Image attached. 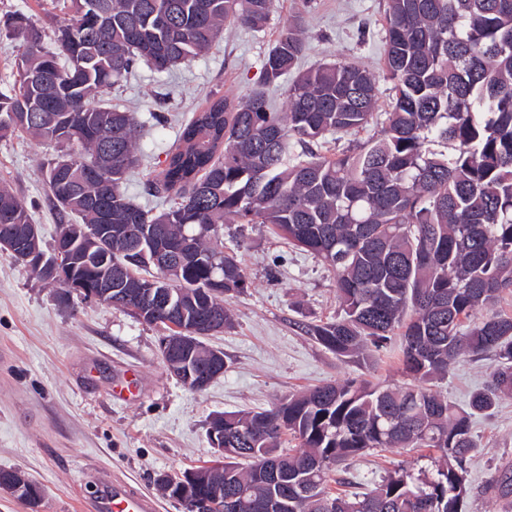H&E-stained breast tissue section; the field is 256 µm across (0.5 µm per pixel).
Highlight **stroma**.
Returning <instances> with one entry per match:
<instances>
[{"label":"stroma","instance_id":"1","mask_svg":"<svg viewBox=\"0 0 512 512\" xmlns=\"http://www.w3.org/2000/svg\"><path fill=\"white\" fill-rule=\"evenodd\" d=\"M386 0H276L263 31L230 27L190 63L158 73L147 66L116 86L109 99L132 112L140 128L143 165L127 184L128 197L147 209L165 208L145 183L163 167L182 124L212 94L246 98L259 81L264 57L284 21H298L308 44L301 68L346 60L372 71L383 63ZM20 11L53 42L63 18L51 0H0V17ZM168 117L157 125L156 115ZM55 145L23 134L0 138V184L7 186L39 224L51 245L59 216L43 165ZM224 245L237 252L247 276L243 293L227 298L232 328L205 337L222 351L223 375L206 390H191L166 369L159 340L166 330L105 305L72 298L27 272L0 251V468L25 472L41 486L37 508L0 490V512H87L96 493L87 479L105 470L151 496L158 512H183L157 489L158 475L203 465L213 457L207 429L213 415L267 408L308 388L363 376L403 383L399 348L358 360H341L304 330L339 311L334 275L313 255L290 246L266 224H228ZM487 358L461 362L435 384L456 407L487 381ZM134 379L129 400L112 395ZM480 451L469 465L465 512H512V500L489 481L512 471V397L473 419ZM430 467L418 449H387L354 457L338 471L334 492H364L398 465Z\"/></svg>","mask_w":512,"mask_h":512}]
</instances>
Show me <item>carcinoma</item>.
Returning <instances> with one entry per match:
<instances>
[{"label":"carcinoma","mask_w":512,"mask_h":512,"mask_svg":"<svg viewBox=\"0 0 512 512\" xmlns=\"http://www.w3.org/2000/svg\"><path fill=\"white\" fill-rule=\"evenodd\" d=\"M62 2L53 50L24 14L0 17V34L22 40L17 79L0 93V137L26 133L60 148L43 169L61 230L73 216L102 223L104 206L110 224L127 228L103 248L119 259L142 229L162 226L168 258L181 261L174 288H212L185 305L186 325L206 336L232 326L224 297L248 288L220 239L224 225L270 224L334 274L341 315L306 324L308 335L345 359L404 338L403 386L347 379L263 411L224 413V495L237 497L239 512H264L284 496L287 512H463L479 451L472 419L512 396V315L497 309L512 291V0H387L382 77L332 61L287 85L285 112L259 88L237 103L210 100L147 185L151 196L176 199L157 213L126 194L141 156L136 121L106 96L141 65L163 73L206 53L228 24L264 30L274 0ZM306 49L301 26L285 22L260 83L286 78ZM29 71L47 81L27 82ZM381 79L394 93L381 129L352 152L313 151L328 133L369 126ZM19 99L24 124L11 116ZM64 160L94 173L66 205L56 183ZM0 216L33 223L5 187ZM147 269L134 266L119 287L141 291ZM489 353L496 364L468 408L432 390L460 362ZM286 436L299 451L282 450ZM387 448H425L433 469L399 468L366 492H332L343 462ZM302 483L318 494L296 496Z\"/></svg>","instance_id":"1"}]
</instances>
